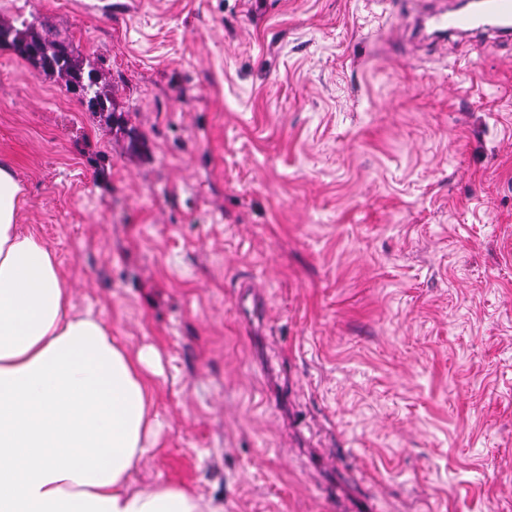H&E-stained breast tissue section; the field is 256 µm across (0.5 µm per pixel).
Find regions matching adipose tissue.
Masks as SVG:
<instances>
[{"mask_svg": "<svg viewBox=\"0 0 512 512\" xmlns=\"http://www.w3.org/2000/svg\"><path fill=\"white\" fill-rule=\"evenodd\" d=\"M23 201L0 162V512H213L175 485L134 487L160 427L156 353L75 311L54 253L19 222Z\"/></svg>", "mask_w": 512, "mask_h": 512, "instance_id": "obj_1", "label": "adipose tissue"}]
</instances>
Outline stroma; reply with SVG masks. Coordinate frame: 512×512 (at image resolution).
<instances>
[{
    "label": "stroma",
    "mask_w": 512,
    "mask_h": 512,
    "mask_svg": "<svg viewBox=\"0 0 512 512\" xmlns=\"http://www.w3.org/2000/svg\"><path fill=\"white\" fill-rule=\"evenodd\" d=\"M456 4L0 0L112 98L89 112L0 43L23 228L76 311L160 355L136 486L512 512V37H427ZM240 288H243L238 298V309L249 312L250 316L264 307L263 295L253 288H257L254 283L247 282ZM250 303L248 306L247 303Z\"/></svg>",
    "instance_id": "stroma-1"
}]
</instances>
